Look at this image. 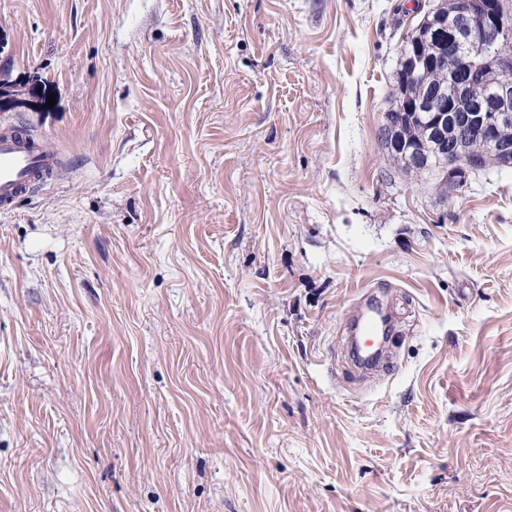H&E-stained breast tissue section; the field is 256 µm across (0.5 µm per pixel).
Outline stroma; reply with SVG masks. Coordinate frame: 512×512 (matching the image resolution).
<instances>
[{
	"label": "stroma",
	"mask_w": 512,
	"mask_h": 512,
	"mask_svg": "<svg viewBox=\"0 0 512 512\" xmlns=\"http://www.w3.org/2000/svg\"><path fill=\"white\" fill-rule=\"evenodd\" d=\"M436 2L0 0V123L69 157L0 210V512H512V167L379 139ZM360 312L351 326V344H358L359 357H354V367L359 372L376 371L383 368L388 360L387 340H380L377 336H390L393 334L392 314L387 306L374 293H365L360 301Z\"/></svg>",
	"instance_id": "obj_1"
}]
</instances>
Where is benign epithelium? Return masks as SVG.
I'll list each match as a JSON object with an SVG mask.
<instances>
[{
    "label": "benign epithelium",
    "mask_w": 512,
    "mask_h": 512,
    "mask_svg": "<svg viewBox=\"0 0 512 512\" xmlns=\"http://www.w3.org/2000/svg\"><path fill=\"white\" fill-rule=\"evenodd\" d=\"M473 3L458 0L451 15L442 6H433L402 46L401 81L421 85L423 92L405 98L384 139L390 148L402 151L416 171L430 169L435 157L442 159L443 171L450 176L472 165L469 145L475 133L482 135L491 152L512 155V144L498 137V128L512 122V80L503 76L480 84L460 66L466 51L485 49L498 38L506 8L503 0H483L478 11ZM439 68L448 72L447 86L424 84L427 72ZM410 114L427 121V139L419 146L395 136L403 117Z\"/></svg>",
    "instance_id": "1"
}]
</instances>
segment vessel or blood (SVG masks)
<instances>
[{
    "mask_svg": "<svg viewBox=\"0 0 512 512\" xmlns=\"http://www.w3.org/2000/svg\"><path fill=\"white\" fill-rule=\"evenodd\" d=\"M60 168L56 152L17 134L15 127H0V209H9L15 199L39 178ZM393 333L392 314L377 295L363 294L360 312L351 326L350 341L359 347L354 367L360 372L383 368L388 360L386 336Z\"/></svg>",
    "mask_w": 512,
    "mask_h": 512,
    "instance_id": "obj_1",
    "label": "vessel or blood"
}]
</instances>
